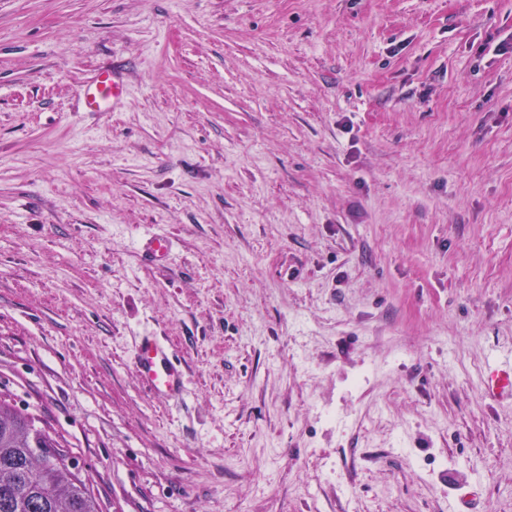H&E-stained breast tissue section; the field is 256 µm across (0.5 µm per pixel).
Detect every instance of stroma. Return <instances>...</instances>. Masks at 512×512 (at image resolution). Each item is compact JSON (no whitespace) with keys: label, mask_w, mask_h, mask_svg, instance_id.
<instances>
[{"label":"stroma","mask_w":512,"mask_h":512,"mask_svg":"<svg viewBox=\"0 0 512 512\" xmlns=\"http://www.w3.org/2000/svg\"><path fill=\"white\" fill-rule=\"evenodd\" d=\"M509 350L512 0H0V396L103 512H512ZM126 87L124 72L102 69L85 81L79 91V101L85 112H110L123 99ZM171 253V240L165 234H153L143 244L142 261L156 268H165ZM138 380L159 398H181L185 378L180 358L157 336H143L134 358ZM482 387L487 397L512 402V356L505 361L493 358L487 364Z\"/></svg>","instance_id":"35a3bbf8"}]
</instances>
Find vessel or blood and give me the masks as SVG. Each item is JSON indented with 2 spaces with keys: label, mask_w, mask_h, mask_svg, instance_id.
<instances>
[{
  "label": "vessel or blood",
  "mask_w": 512,
  "mask_h": 512,
  "mask_svg": "<svg viewBox=\"0 0 512 512\" xmlns=\"http://www.w3.org/2000/svg\"><path fill=\"white\" fill-rule=\"evenodd\" d=\"M127 87L124 72L102 69L91 76L79 92L84 111L108 112L120 102ZM171 253L167 235H151L144 243L142 260L157 267H166ZM138 380L150 393L159 398H181L185 392V378L180 358L162 339L142 337L134 358ZM482 387L484 394L498 401L512 402V359H492L486 366Z\"/></svg>",
  "instance_id": "obj_1"
}]
</instances>
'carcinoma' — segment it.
<instances>
[{
  "label": "carcinoma",
  "mask_w": 512,
  "mask_h": 512,
  "mask_svg": "<svg viewBox=\"0 0 512 512\" xmlns=\"http://www.w3.org/2000/svg\"><path fill=\"white\" fill-rule=\"evenodd\" d=\"M0 512H101L66 453L0 399Z\"/></svg>",
  "instance_id": "cac0c4a2"
}]
</instances>
